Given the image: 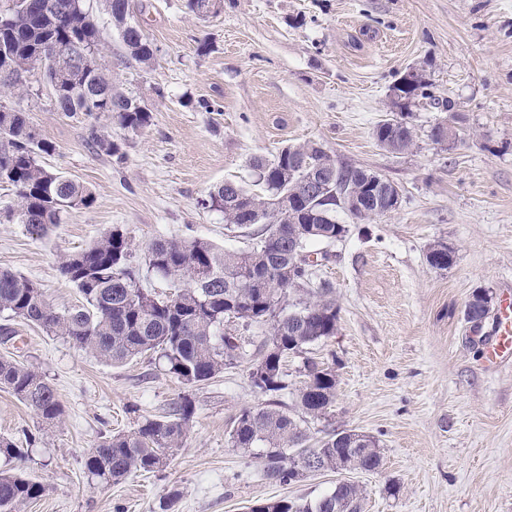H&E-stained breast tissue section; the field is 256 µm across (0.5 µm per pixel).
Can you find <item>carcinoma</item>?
<instances>
[{"label": "carcinoma", "instance_id": "1", "mask_svg": "<svg viewBox=\"0 0 512 512\" xmlns=\"http://www.w3.org/2000/svg\"><path fill=\"white\" fill-rule=\"evenodd\" d=\"M10 22L0 28V55L19 67L65 64L60 52L81 44L101 54V31L85 11L84 0H68L71 10L58 13L55 0H12ZM105 10L128 55L146 67L157 51L144 33L143 23L131 22V0H105ZM90 78L108 98L84 99L73 81ZM57 108L66 115L105 114L121 129L137 132L150 125L152 108L128 96L103 68L82 75H64L52 91ZM22 112L0 108V174L17 193V219L37 236L61 223L63 212L87 208L95 196L84 185L43 167L38 157L55 150L52 142L31 141ZM381 147L401 153L414 145V128L406 121L387 119L376 126ZM250 167L260 189L235 182L238 193L220 184L209 194L207 207L224 215V223L238 229L259 225L255 242L244 250H223L201 238L157 239L148 247L147 271L173 283L175 292L160 298L140 284L142 269L131 260V244L119 229L62 262L63 277L83 298L82 304L58 311L32 280L0 269V314L19 319L80 347L113 365L144 355H156L166 374L183 385H202L224 367L246 355L245 338L237 327L267 326L269 337L249 370L260 393L274 395L288 389L285 363L293 355L336 335L338 307L333 286L312 280L314 268L330 259L326 251L310 260L307 244L334 243L348 233L336 221L342 205L336 198V168L329 153L317 144L287 146L272 160L255 157ZM341 183L358 195L361 207L352 212L360 220L380 217L372 186V172L343 167ZM325 185L323 198L306 194L302 184L310 176ZM298 298H289L290 292ZM466 319L488 313L487 293L474 294ZM304 379L294 389L301 416L279 409L275 401L249 408L234 420L233 447L257 451L264 476L290 484L302 476L300 452H311L327 471L378 472L383 457L377 441L356 431H333L307 449V419L327 416L336 396L333 368L305 360ZM0 388L16 396L51 427L63 409L54 388L33 368L0 358ZM195 414L188 395L173 402L168 413L145 417L129 431L105 436L83 456V471L92 481L118 484L137 472L166 465L181 447ZM22 461L28 452L0 436V457ZM45 487L18 471L0 470V512H19L26 502L43 495ZM359 486L343 480L315 499L258 501L249 512H360Z\"/></svg>", "mask_w": 512, "mask_h": 512}]
</instances>
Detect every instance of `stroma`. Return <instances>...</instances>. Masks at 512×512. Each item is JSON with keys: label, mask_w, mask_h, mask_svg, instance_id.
Here are the masks:
<instances>
[{"label": "stroma", "mask_w": 512, "mask_h": 512, "mask_svg": "<svg viewBox=\"0 0 512 512\" xmlns=\"http://www.w3.org/2000/svg\"><path fill=\"white\" fill-rule=\"evenodd\" d=\"M133 3L157 48L149 67L127 59L101 0H85L102 33V66L154 105L149 126L131 133L103 117L59 112L37 70L27 90L0 94L54 144L40 164L96 198L40 238L17 223L14 189L0 186V269L38 283L62 311L82 301L62 260L112 228L127 235L139 264L161 238L248 248L249 237L204 207L209 192L249 180L254 157L319 144L337 162L394 182L402 200L367 222L336 214L349 233L327 248L331 258L315 276L334 287L338 329L308 349L335 368L336 400L328 417L309 421L311 437L347 429L378 441L381 471L348 475L363 493L361 512H512V366L487 368L490 325L464 319L474 292L487 291L495 308L512 295V0H224L223 12L204 21L183 0ZM411 67L422 69L435 101L413 108L415 144L395 154L374 129L400 117L391 88ZM446 100L454 111L443 109ZM445 122L460 131L455 143L431 137ZM101 130L122 157L96 149ZM437 243L454 254L448 269L426 259ZM11 327L0 357L44 375L63 407L47 427L0 389V436L29 450L22 462L0 459V468L45 487L21 512H245L256 501L314 500L336 484L330 471L272 482L230 442L241 410L268 401L249 378L265 327L249 328L245 357L192 388L157 360L115 366L20 320ZM184 394L195 415L165 467L117 484L87 479L80 459L102 436Z\"/></svg>", "instance_id": "1"}]
</instances>
